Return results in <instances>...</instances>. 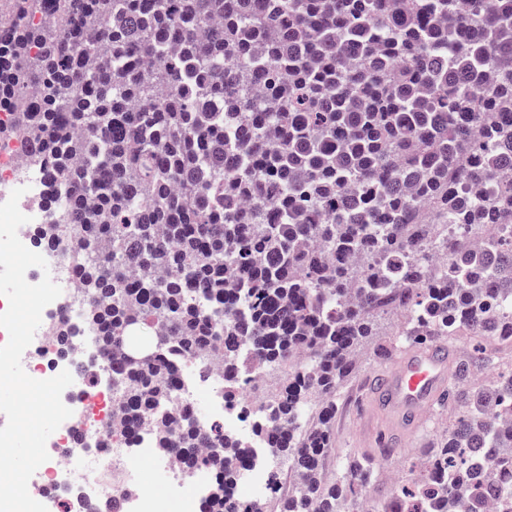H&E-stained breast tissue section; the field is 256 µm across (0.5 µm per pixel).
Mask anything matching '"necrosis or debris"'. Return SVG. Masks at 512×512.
I'll return each instance as SVG.
<instances>
[{
  "label": "necrosis or debris",
  "mask_w": 512,
  "mask_h": 512,
  "mask_svg": "<svg viewBox=\"0 0 512 512\" xmlns=\"http://www.w3.org/2000/svg\"><path fill=\"white\" fill-rule=\"evenodd\" d=\"M24 188L19 200L21 212L28 223L21 226L18 236L27 248H35L36 225L48 224L53 214L42 200L48 187L40 175L18 158L12 146L0 143V203L5 202L16 188ZM48 267L30 268L29 283L51 276L61 289V295L42 312L45 323L79 324L85 306L82 285L73 274L61 253L53 248L40 249ZM43 327L38 328L32 343L22 355L25 372L36 379L51 378L69 370L74 382L64 399L72 415L64 421L56 441L48 450L49 458L31 477L28 490L47 512H98L103 496L121 501L123 512H166V507L187 493L196 491L199 484L213 486L219 475L210 469L197 470L192 478H184L173 458H166L167 478L162 490L149 487L142 477L145 464L151 463L153 437L139 433L133 438L117 437L112 413L111 374L99 360L95 335L83 332L75 341L68 358H60L51 338ZM169 378L172 382L170 405L193 403L206 399L209 413L206 425H220L225 434L245 439L248 453L229 459L231 468L242 471L248 495L239 497L242 508H250L272 498L273 455L265 439L253 431V405L259 404L258 380L251 379L238 387L235 401L224 396V375L198 359L185 358L172 363Z\"/></svg>",
  "instance_id": "4bbe7bcc"
}]
</instances>
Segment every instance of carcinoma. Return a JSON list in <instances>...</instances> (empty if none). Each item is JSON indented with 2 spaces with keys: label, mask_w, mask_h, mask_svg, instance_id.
I'll return each instance as SVG.
<instances>
[{
  "label": "carcinoma",
  "mask_w": 512,
  "mask_h": 512,
  "mask_svg": "<svg viewBox=\"0 0 512 512\" xmlns=\"http://www.w3.org/2000/svg\"><path fill=\"white\" fill-rule=\"evenodd\" d=\"M0 142L55 193L36 230L87 286L85 325L117 387L123 434L146 430L204 512H239L224 452L248 448L184 407L162 415L173 355L230 378L281 370L257 432L300 475L281 512H358L390 448L323 461L341 381L371 313L407 311L411 344L462 331L512 346V0H0ZM471 157L468 166L460 165ZM472 233L458 251L440 228ZM157 338L129 356L132 327ZM57 354L76 330L48 325ZM402 489L405 512H489L512 449V376L470 387Z\"/></svg>",
  "instance_id": "carcinoma-1"
}]
</instances>
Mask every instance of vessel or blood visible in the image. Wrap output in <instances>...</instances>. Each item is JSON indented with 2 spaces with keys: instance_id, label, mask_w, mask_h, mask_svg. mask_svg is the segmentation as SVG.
Instances as JSON below:
<instances>
[{
  "instance_id": "vessel-or-blood-1",
  "label": "vessel or blood",
  "mask_w": 512,
  "mask_h": 512,
  "mask_svg": "<svg viewBox=\"0 0 512 512\" xmlns=\"http://www.w3.org/2000/svg\"><path fill=\"white\" fill-rule=\"evenodd\" d=\"M448 382V348L437 343L403 352L369 386L377 415L404 431L419 428Z\"/></svg>"
}]
</instances>
